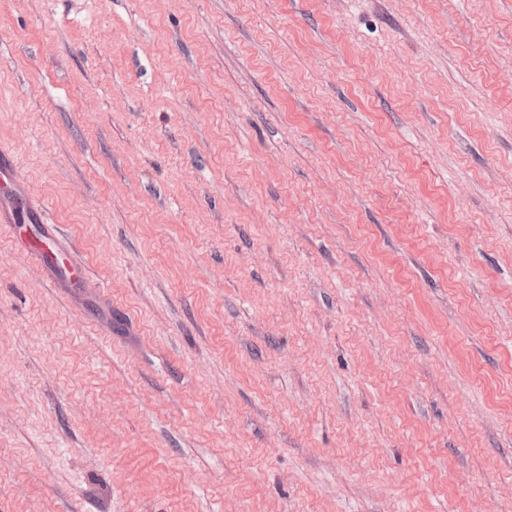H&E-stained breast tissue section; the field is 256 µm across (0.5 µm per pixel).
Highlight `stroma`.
<instances>
[{
  "instance_id": "obj_1",
  "label": "stroma",
  "mask_w": 512,
  "mask_h": 512,
  "mask_svg": "<svg viewBox=\"0 0 512 512\" xmlns=\"http://www.w3.org/2000/svg\"><path fill=\"white\" fill-rule=\"evenodd\" d=\"M512 0H0V512H512ZM496 109H488L487 100ZM0 224H3L1 228L5 226L9 229L13 246L24 252L43 249L44 242L58 245L56 237L43 229L49 223L21 178L15 155L4 147H0ZM16 224L35 225L40 237L29 241L17 236L13 230Z\"/></svg>"
}]
</instances>
